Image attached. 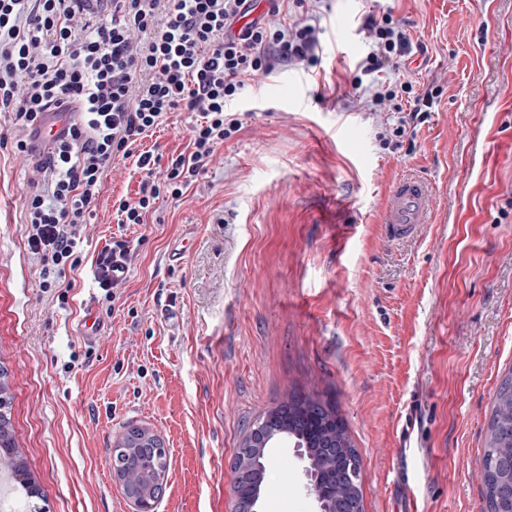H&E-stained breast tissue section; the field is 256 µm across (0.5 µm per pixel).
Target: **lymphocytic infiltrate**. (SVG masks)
<instances>
[{
	"label": "lymphocytic infiltrate",
	"mask_w": 512,
	"mask_h": 512,
	"mask_svg": "<svg viewBox=\"0 0 512 512\" xmlns=\"http://www.w3.org/2000/svg\"><path fill=\"white\" fill-rule=\"evenodd\" d=\"M94 2L0 0V112L16 129L15 154L32 162L37 190L24 203L28 245L47 289L57 287V269L79 264L75 248L114 159L134 158L147 174L136 197L116 202L120 223H145L161 192L182 197L206 172L216 146L239 130L229 106L251 76L282 61L317 62V14L284 30L258 19L240 30L250 0H111L102 22ZM361 30L371 50L358 70H398L410 48L403 25L389 15L369 16ZM436 95L389 81L363 106L398 112L408 98L416 118ZM178 109L200 119L187 151L171 159L158 185L150 179L157 157L133 146ZM49 112L69 113L70 120L43 142L36 160L34 143Z\"/></svg>",
	"instance_id": "f902f5d3"
}]
</instances>
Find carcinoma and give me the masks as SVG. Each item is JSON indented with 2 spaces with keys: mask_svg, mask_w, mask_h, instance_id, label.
I'll return each instance as SVG.
<instances>
[{
  "mask_svg": "<svg viewBox=\"0 0 512 512\" xmlns=\"http://www.w3.org/2000/svg\"><path fill=\"white\" fill-rule=\"evenodd\" d=\"M270 445L286 437L308 450L309 461L327 486L328 512H354L359 508L353 493L355 480L350 468H359V455L336 412L316 398H288L257 418L246 440L253 436ZM156 437L142 436L132 429L116 440L115 467L126 478L130 489L147 487L143 473L148 469L167 471L165 450H152ZM0 461L22 473L11 455L13 441L9 417L0 414ZM485 512H507L512 499V484L506 475L512 472V373L506 374L496 391L480 460Z\"/></svg>",
  "mask_w": 512,
  "mask_h": 512,
  "instance_id": "carcinoma-1",
  "label": "carcinoma"
}]
</instances>
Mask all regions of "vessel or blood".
<instances>
[{"label": "vessel or blood", "instance_id": "b4317fda", "mask_svg": "<svg viewBox=\"0 0 512 512\" xmlns=\"http://www.w3.org/2000/svg\"><path fill=\"white\" fill-rule=\"evenodd\" d=\"M433 207V194L427 182L416 177L400 178L384 197V235L388 240L410 239L419 233ZM107 325L94 308H87L80 333L90 343L103 336Z\"/></svg>", "mask_w": 512, "mask_h": 512}]
</instances>
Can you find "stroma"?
I'll return each instance as SVG.
<instances>
[{
    "mask_svg": "<svg viewBox=\"0 0 512 512\" xmlns=\"http://www.w3.org/2000/svg\"><path fill=\"white\" fill-rule=\"evenodd\" d=\"M322 50L281 65L233 104L241 127L180 198L143 224L115 201L143 175L114 160L76 251L66 300L30 252L29 166L0 116V367L15 448L39 496L24 512H135L112 478L114 441L153 431L169 451L156 512H234L233 461L257 417L315 395L342 418L361 461L364 512H485L480 458L512 370V0H321ZM406 22V79L443 88L390 136L399 113L355 108L364 16ZM175 111L138 150L158 171L188 143ZM429 180L419 236H382L380 202L402 175ZM126 242L119 300L96 259ZM184 245L171 265L173 243ZM108 325L77 334L86 304ZM260 512H316L292 448L271 450Z\"/></svg>",
    "mask_w": 512,
    "mask_h": 512,
    "instance_id": "obj_1",
    "label": "stroma"
}]
</instances>
